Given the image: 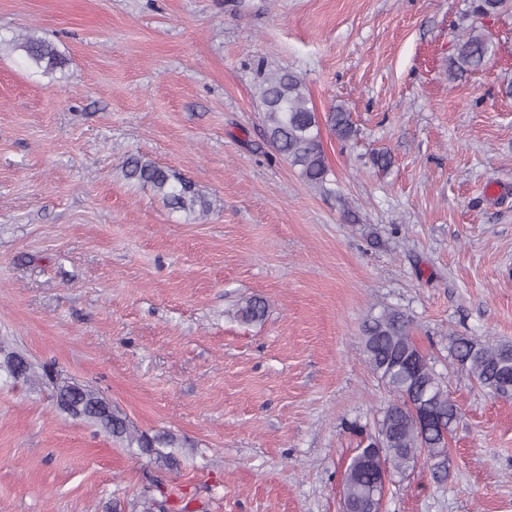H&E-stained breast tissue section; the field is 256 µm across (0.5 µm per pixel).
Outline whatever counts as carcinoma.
I'll return each instance as SVG.
<instances>
[{"mask_svg":"<svg viewBox=\"0 0 512 512\" xmlns=\"http://www.w3.org/2000/svg\"><path fill=\"white\" fill-rule=\"evenodd\" d=\"M511 5L512 0H473L472 9L474 14L486 17ZM12 47L45 72L61 63L54 44L33 35L12 42ZM491 54L492 48L483 32L470 28L459 39L456 56L448 62L449 76L458 78L481 68ZM257 100L270 145L291 167L298 169L307 184L327 190L329 168L319 116L309 106L303 79L283 69L261 71ZM326 123L339 141H348L356 135L349 113L341 107L328 114ZM123 174L129 182L151 189L174 209L190 214L198 211L202 215L211 211V201L196 193L191 182L141 156L128 158ZM265 312L266 304L259 298L247 300L239 309L240 317L248 322L263 319ZM362 344L370 369L388 388L392 401L384 407L375 433L367 436L366 445L357 449L345 470L343 500L349 512H371V503L377 495L372 470L377 458L390 476L406 473L422 458L444 466L448 460L449 438L460 418L459 408L441 377L414 343L410 320L403 312L383 306L370 314L363 323ZM448 351L457 367L467 372L479 387L498 397H512L511 342L450 336ZM4 366L13 377L26 382L48 379L60 410L130 446L136 445L157 468L171 470L178 465L171 452L182 447L176 434L163 432L151 436L137 431L100 390L51 370L39 374L31 363L14 352L5 356ZM413 406L437 413L440 426L431 430L420 427L411 411Z\"/></svg>","mask_w":512,"mask_h":512,"instance_id":"obj_1","label":"carcinoma"}]
</instances>
